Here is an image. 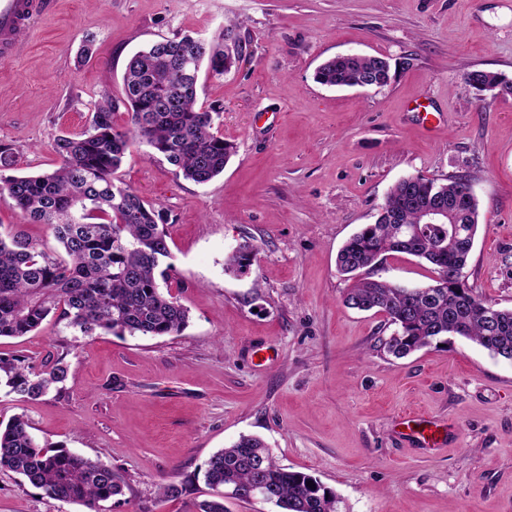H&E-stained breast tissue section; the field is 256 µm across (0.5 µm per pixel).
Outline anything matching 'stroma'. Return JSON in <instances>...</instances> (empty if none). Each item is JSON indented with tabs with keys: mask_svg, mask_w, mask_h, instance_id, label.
<instances>
[{
	"mask_svg": "<svg viewBox=\"0 0 512 512\" xmlns=\"http://www.w3.org/2000/svg\"><path fill=\"white\" fill-rule=\"evenodd\" d=\"M241 24L240 61L200 74L198 103L237 153L199 185L132 145L121 180L168 210L165 284L188 308L178 336L81 335L58 316L0 338V355L69 366L33 402L0 391V423L26 414L39 442L112 464L125 479L107 512H197L215 492L208 459L239 436L317 477L346 512H512V363L464 339L397 359L386 317L344 306L336 256L408 176L468 179L480 219L465 270L474 296L512 308V97L462 79H512V0H55L0 62V144L18 172L55 169L59 135L123 96L129 58L160 38L209 40ZM92 35L93 55L78 58ZM387 58L388 86L327 88L325 60ZM430 122H423L422 112ZM249 272H226L239 245ZM375 277L430 284L425 261L387 255ZM417 411L450 428L418 447L397 422ZM185 484L163 499L160 485ZM0 512H81L0 471ZM468 79L473 83V87L479 91H497V94L504 96H512V80H507L504 75L472 70L463 74V80Z\"/></svg>",
	"mask_w": 512,
	"mask_h": 512,
	"instance_id": "1",
	"label": "stroma"
}]
</instances>
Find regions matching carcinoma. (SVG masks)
I'll use <instances>...</instances> for the list:
<instances>
[{
	"label": "carcinoma",
	"mask_w": 512,
	"mask_h": 512,
	"mask_svg": "<svg viewBox=\"0 0 512 512\" xmlns=\"http://www.w3.org/2000/svg\"><path fill=\"white\" fill-rule=\"evenodd\" d=\"M241 23L229 20L213 41L190 34L162 39L136 52L123 75L124 96L95 105L90 128L78 138L60 136L54 151L60 165L38 175H8L12 148L0 145V201L45 224L57 247L20 235L0 237V338L21 337L51 314L89 336L98 329L119 336H178L188 310L163 293L156 272L171 270L168 213L143 200L117 176L130 145L150 148L174 167L176 176L205 184L224 173L236 146L215 130L220 104L197 105L202 65L220 77L243 51ZM389 61L345 53L324 61L316 82L329 87L377 88L390 80ZM480 91L512 96V80L481 70L467 71ZM127 126L115 124L119 109ZM466 183L451 177L438 183L406 177L388 191L378 217L355 233L337 255V272L352 278L345 306L382 311L394 332L384 342L397 359L450 337L470 340L492 356L512 361V308L501 309L456 284L466 267L479 224L477 197L464 199ZM453 214L454 225L424 224L422 210ZM389 253H405L432 266L435 278L409 287L375 279L368 272ZM252 250L243 246L226 268L245 273ZM68 377L63 358L36 370L19 355L0 356V386L22 400H37L61 389ZM0 470L14 472L52 499L77 504L83 512H102V504L123 494L125 482L111 465L62 445L38 442L23 415L0 426ZM204 478L237 499L252 500L259 486L281 512H342L341 498L317 478L285 468L258 437L241 436L214 453ZM314 486H308V482Z\"/></svg>",
	"instance_id": "carcinoma-1"
}]
</instances>
